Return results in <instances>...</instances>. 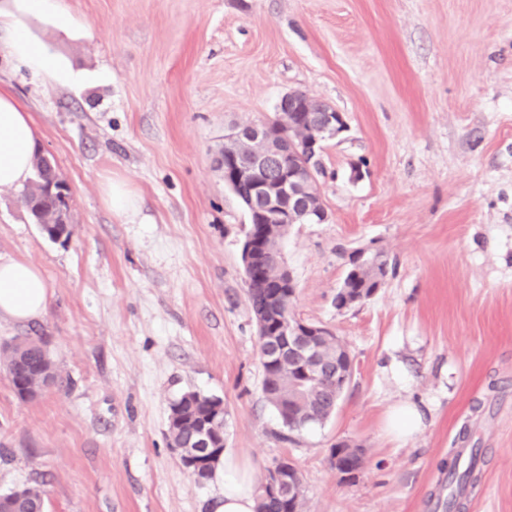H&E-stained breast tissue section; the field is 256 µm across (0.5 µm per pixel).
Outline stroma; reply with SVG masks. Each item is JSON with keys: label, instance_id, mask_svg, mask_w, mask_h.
<instances>
[{"label": "stroma", "instance_id": "stroma-1", "mask_svg": "<svg viewBox=\"0 0 512 512\" xmlns=\"http://www.w3.org/2000/svg\"><path fill=\"white\" fill-rule=\"evenodd\" d=\"M19 14L62 78L18 66L0 30V85L31 112L68 188L69 240L0 190V255L43 273L45 315L0 323L47 343L37 398L0 371V494L41 485L45 512H212L169 446L188 390L224 401V446L261 480L289 458L307 512H435L439 469L482 449L462 512H512V0H54ZM302 91L344 113L326 141L328 219L283 244L297 318L347 345L335 414L295 442L262 393L241 261L248 214L224 182V129L274 118ZM119 182L128 220L107 206ZM396 262L369 301L333 297L355 248ZM414 402L420 433L390 410ZM345 441L357 478L330 462ZM104 194L106 203L118 215L128 217L136 211L134 198L122 184L109 182ZM391 431L399 440H404L419 432L421 417L418 411L410 406H401L394 410L390 416Z\"/></svg>", "mask_w": 512, "mask_h": 512}]
</instances>
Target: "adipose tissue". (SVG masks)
Masks as SVG:
<instances>
[{"label": "adipose tissue", "mask_w": 512, "mask_h": 512, "mask_svg": "<svg viewBox=\"0 0 512 512\" xmlns=\"http://www.w3.org/2000/svg\"><path fill=\"white\" fill-rule=\"evenodd\" d=\"M11 28L9 51L14 60L35 73L54 69L53 60L19 28L11 16L0 15V27ZM37 145L34 121L8 88L0 86V188L23 186L30 178ZM47 309V285L40 269L12 257L0 256V322L26 323L40 319ZM224 491L214 512H254V482L248 469L233 455H225Z\"/></svg>", "instance_id": "1"}]
</instances>
